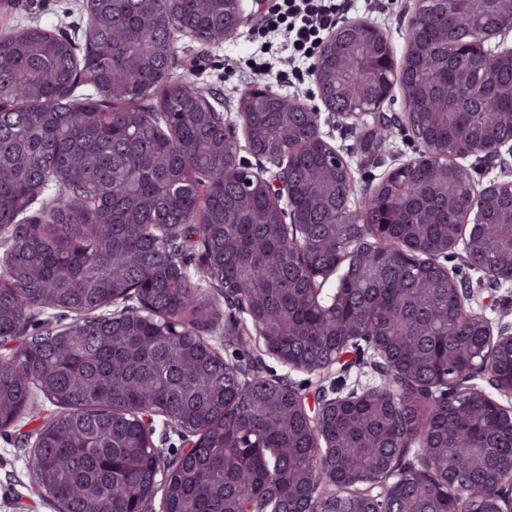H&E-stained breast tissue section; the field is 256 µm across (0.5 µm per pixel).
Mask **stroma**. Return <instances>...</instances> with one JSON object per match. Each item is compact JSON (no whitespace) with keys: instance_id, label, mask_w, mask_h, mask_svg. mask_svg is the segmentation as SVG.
<instances>
[{"instance_id":"35a3bbf8","label":"stroma","mask_w":512,"mask_h":512,"mask_svg":"<svg viewBox=\"0 0 512 512\" xmlns=\"http://www.w3.org/2000/svg\"><path fill=\"white\" fill-rule=\"evenodd\" d=\"M85 0H0V37L30 24H39L82 45L86 24ZM414 0H351L343 16L349 20H367L385 29L396 57L406 51L408 21ZM291 51L281 32L268 27L253 28L242 23L237 32L217 45L202 46L188 37L178 36L176 57L171 73L177 79H189L210 85L220 92L217 107L235 112L241 93L260 83L284 95H304L314 91L310 69L292 73ZM333 145L350 150L349 162L356 188L370 185L375 167L369 166L358 148V135L344 125L329 130ZM445 266L458 280L473 286V310L491 320L512 322V287L488 288L478 284L479 275L469 268L460 254H449ZM263 374L269 378L289 375L295 387L307 398H316L320 387L348 389L354 385H375L380 377L371 367L372 353L367 348L352 351L341 366L326 376L305 372L286 373L271 356L260 357ZM35 415L25 416L14 426L0 430V512H55L51 501L42 496L31 482L25 458L36 429L53 414L52 407L35 400Z\"/></svg>"}]
</instances>
